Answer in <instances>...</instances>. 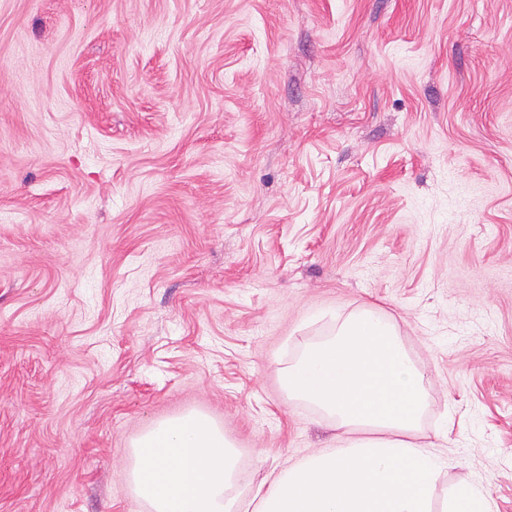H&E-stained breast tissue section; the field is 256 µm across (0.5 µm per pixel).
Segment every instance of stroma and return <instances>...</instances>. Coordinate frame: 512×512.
<instances>
[{"mask_svg":"<svg viewBox=\"0 0 512 512\" xmlns=\"http://www.w3.org/2000/svg\"><path fill=\"white\" fill-rule=\"evenodd\" d=\"M373 308L512 512V0H0V512H152L192 410L335 446L283 376Z\"/></svg>","mask_w":512,"mask_h":512,"instance_id":"obj_1","label":"stroma"}]
</instances>
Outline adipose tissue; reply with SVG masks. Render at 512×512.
Listing matches in <instances>:
<instances>
[{
	"label": "adipose tissue",
	"mask_w": 512,
	"mask_h": 512,
	"mask_svg": "<svg viewBox=\"0 0 512 512\" xmlns=\"http://www.w3.org/2000/svg\"><path fill=\"white\" fill-rule=\"evenodd\" d=\"M284 382L289 396L332 416L341 435L335 448L257 485L256 512H434L442 463L420 441L426 379L380 310L307 346ZM134 457L131 489L154 512H239L235 454L207 414L155 422Z\"/></svg>",
	"instance_id": "ef3b65f1"
}]
</instances>
